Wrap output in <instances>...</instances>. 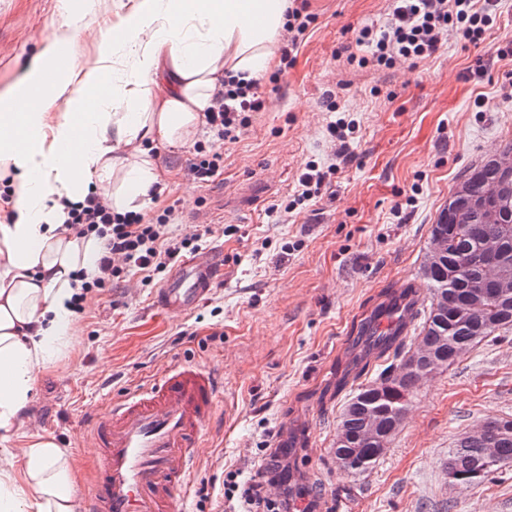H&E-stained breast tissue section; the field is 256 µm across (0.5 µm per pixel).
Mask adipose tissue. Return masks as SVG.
Wrapping results in <instances>:
<instances>
[{
	"label": "adipose tissue",
	"mask_w": 512,
	"mask_h": 512,
	"mask_svg": "<svg viewBox=\"0 0 512 512\" xmlns=\"http://www.w3.org/2000/svg\"><path fill=\"white\" fill-rule=\"evenodd\" d=\"M288 0H138L83 69L59 50L86 26L58 0L62 35L0 92V436L22 426L37 372L73 341L72 301L100 277L102 238L67 231L66 203L103 195L113 212L154 205L157 150L204 132L224 80H260L276 63ZM0 512H79L74 463L42 436L0 448Z\"/></svg>",
	"instance_id": "adipose-tissue-1"
}]
</instances>
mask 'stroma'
<instances>
[{"mask_svg":"<svg viewBox=\"0 0 512 512\" xmlns=\"http://www.w3.org/2000/svg\"><path fill=\"white\" fill-rule=\"evenodd\" d=\"M57 2L0 0V91L58 32ZM135 2L73 0L96 30L71 40L74 67L93 62L116 5ZM390 8V0H308L318 19L295 65L278 84L261 79L271 104L224 145V169L213 181L186 177L194 148L159 152L167 189L149 214L169 208L173 233L205 232L204 248L218 258L216 284L185 317L157 307L158 279L144 286L131 271L94 289L72 345L39 370L28 420L8 447H24L35 434L53 438L75 458L77 494L87 499L98 465L82 421L108 398L188 362L212 368L220 390L185 512H234L223 496L225 474L250 471L266 448L286 453L273 493L308 490L317 512H512V465L475 485L453 483L444 468L464 433L512 417V333L427 379L370 472L339 469L330 454L343 406L378 378L373 365L336 387L355 353L357 324L382 289L423 286L431 226L462 174L512 141V56L497 54L512 41V0H498L482 43L447 36L413 69L360 68L339 56L350 27L383 26ZM329 94L358 122L352 159L332 175L331 193L269 215L271 203L293 194L306 162L332 161Z\"/></svg>","mask_w":512,"mask_h":512,"instance_id":"stroma-1","label":"stroma"}]
</instances>
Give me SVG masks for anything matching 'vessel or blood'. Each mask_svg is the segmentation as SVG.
Wrapping results in <instances>:
<instances>
[{
    "mask_svg": "<svg viewBox=\"0 0 512 512\" xmlns=\"http://www.w3.org/2000/svg\"><path fill=\"white\" fill-rule=\"evenodd\" d=\"M219 273L211 253L180 263L156 293L170 315L193 312ZM219 380L208 367H168L147 386L91 414L98 471L86 512H173L190 494L195 450L215 417Z\"/></svg>",
    "mask_w": 512,
    "mask_h": 512,
    "instance_id": "vessel-or-blood-1",
    "label": "vessel or blood"
}]
</instances>
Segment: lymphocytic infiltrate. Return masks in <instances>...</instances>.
Here are the masks:
<instances>
[{"label":"lymphocytic infiltrate","instance_id":"obj_1","mask_svg":"<svg viewBox=\"0 0 512 512\" xmlns=\"http://www.w3.org/2000/svg\"><path fill=\"white\" fill-rule=\"evenodd\" d=\"M495 7L496 0H393L389 21L383 29L369 24L352 28L355 45H370L372 52L367 56L348 54L347 61L362 68H391L399 63L417 67L440 49L448 33H455L461 41L473 45L484 41ZM287 17L281 61L289 68L317 17L303 4L289 6ZM266 104L256 85L228 79L215 107L205 115L206 124L217 142L232 143L247 128L251 113L263 111ZM335 170V164L323 168L317 162H307L298 178L296 197L271 204L268 214L288 213L321 198L330 189V176ZM168 221L165 214L150 220L140 213H113L102 196L93 194L84 203L71 207L68 228L79 236L94 232L104 237L105 251L99 259L102 275L95 282L96 287L103 288L120 278L127 268L139 271L143 283H151L184 254L201 250L202 234H172ZM281 465L280 449H266L243 487L237 482L239 470H228L225 499H239L242 512H298L288 497L273 498L267 493Z\"/></svg>","mask_w":512,"mask_h":512}]
</instances>
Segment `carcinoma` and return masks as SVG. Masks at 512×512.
Listing matches in <instances>:
<instances>
[{
  "mask_svg": "<svg viewBox=\"0 0 512 512\" xmlns=\"http://www.w3.org/2000/svg\"><path fill=\"white\" fill-rule=\"evenodd\" d=\"M500 182L494 157L490 156L469 171L455 193L480 195L496 190ZM438 232L448 238V253L436 261L428 256L422 266L429 301L426 312L415 311L392 332L375 334V320L384 313L399 311L407 297L415 294L411 286L386 289L356 337L362 349L353 360L355 375L364 372L375 359L389 358L391 363L380 372L378 382L361 389L351 399L341 415L336 440H344L345 445L332 448V453L346 452L351 472L365 473L374 466L409 413L424 380L448 368L474 345L512 331V296L500 298L477 261L483 243L496 238L512 268V194L493 214L472 211L466 224L453 223L448 208H443L431 227V233ZM420 315L423 321L417 326L419 342L411 347L406 344V336ZM374 414L379 415L380 421L376 439L371 441L368 428ZM486 424V434L467 433L448 453L444 466L455 473L458 484L479 483L498 471L493 467L477 472L476 464L486 448L497 450L501 466L512 464V431L501 432V427L512 425V418L492 419Z\"/></svg>",
  "mask_w": 512,
  "mask_h": 512,
  "instance_id": "obj_1",
  "label": "carcinoma"
}]
</instances>
